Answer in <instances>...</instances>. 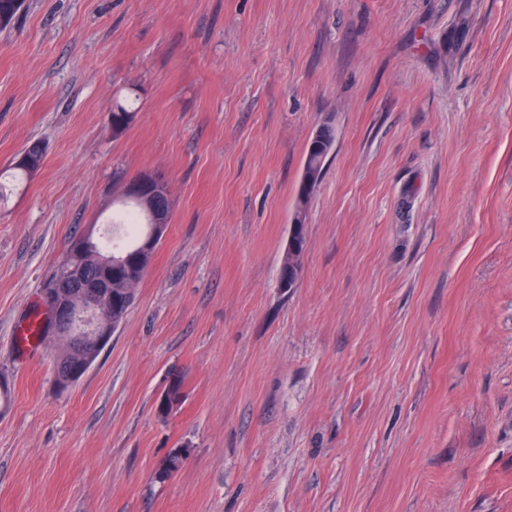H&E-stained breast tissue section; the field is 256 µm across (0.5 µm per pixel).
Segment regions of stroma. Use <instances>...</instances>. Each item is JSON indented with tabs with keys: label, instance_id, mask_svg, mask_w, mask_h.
I'll use <instances>...</instances> for the list:
<instances>
[{
	"label": "stroma",
	"instance_id": "1",
	"mask_svg": "<svg viewBox=\"0 0 512 512\" xmlns=\"http://www.w3.org/2000/svg\"><path fill=\"white\" fill-rule=\"evenodd\" d=\"M35 141L0 203V512H512V0H26L0 28V172ZM157 171L166 234L58 391L15 324ZM327 132V137L321 148L317 151L310 150L311 140L308 144L305 160L303 163L302 177H301V195H306L317 183L321 180L323 174V167L328 154L332 151L335 141V135L332 127L322 126ZM317 172L318 180L310 182L308 176L310 173Z\"/></svg>",
	"mask_w": 512,
	"mask_h": 512
}]
</instances>
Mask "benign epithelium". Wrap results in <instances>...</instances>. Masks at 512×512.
<instances>
[{
	"instance_id": "7a95c632",
	"label": "benign epithelium",
	"mask_w": 512,
	"mask_h": 512,
	"mask_svg": "<svg viewBox=\"0 0 512 512\" xmlns=\"http://www.w3.org/2000/svg\"><path fill=\"white\" fill-rule=\"evenodd\" d=\"M124 195L128 198L153 200L154 214L151 215L154 230L151 239H163L167 229L165 217L166 205L170 202L167 181L160 174H141L129 179L124 186ZM288 255V287L301 277L297 265L298 246L290 243ZM112 283V274L104 280H92L83 284L82 292L72 296L63 288H53L44 298V308L48 316V335L80 336L86 342V350L81 366L61 377L57 386L65 390L75 384L95 362L97 353L112 339L116 326L112 316L105 315L99 304L100 289Z\"/></svg>"
}]
</instances>
